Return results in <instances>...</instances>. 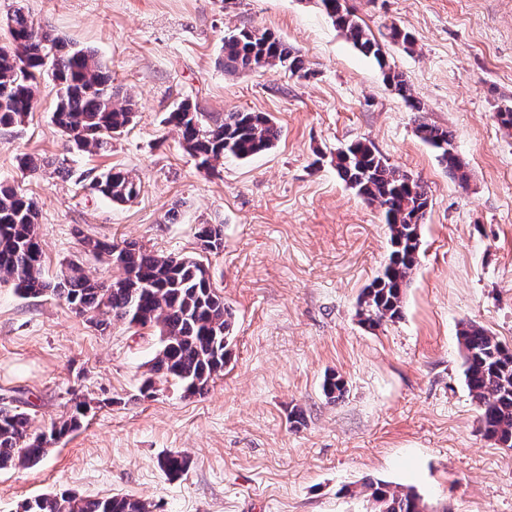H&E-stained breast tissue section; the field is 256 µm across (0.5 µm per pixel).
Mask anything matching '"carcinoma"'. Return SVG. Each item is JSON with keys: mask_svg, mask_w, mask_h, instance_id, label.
I'll return each mask as SVG.
<instances>
[{"mask_svg": "<svg viewBox=\"0 0 512 512\" xmlns=\"http://www.w3.org/2000/svg\"><path fill=\"white\" fill-rule=\"evenodd\" d=\"M348 41L382 70L385 81L412 110L421 104L404 75L387 61L383 45L348 8L347 0H316ZM8 44L0 47V127L24 125L33 111L41 80L52 77L57 86L53 121L78 152L106 151L136 116L137 103L112 84V76L89 51L68 49L61 38L17 8L7 15ZM224 70L252 72L279 66L292 75L306 73L302 55L269 29H236L224 35ZM163 123L174 129L183 149L196 166L207 172L223 165L224 158L247 160L271 148L281 128L262 112L234 111L213 116L187 99L173 103ZM417 136L437 153L448 174L467 180L464 163L450 131L418 116ZM332 163L338 176L354 192L384 215L390 243L388 261L365 288L358 316L374 328L402 315L403 295L419 263L420 225L429 208L428 193L412 174L390 165L366 140H357L336 152ZM90 189L116 203L137 198L140 186L131 172L111 168L94 176ZM35 201L14 187L0 183V283L12 285L25 297L51 295L63 300L101 330L121 323L148 328L158 338L151 372L172 380L188 395L204 394L224 372L233 343L232 313L213 287L206 265L196 257L156 254L136 242L121 245L83 239L85 252L106 258L121 270L112 283L89 278L81 264L70 263L49 280L44 276L42 247L36 230ZM198 239L206 253L223 247V230L205 225ZM464 353L465 382L480 409L484 435L512 448V348L485 328L466 323L459 331ZM344 381L331 374L324 394L343 395ZM85 401L75 403L67 417L46 431L30 429L29 413L19 405L0 404V469L25 467L42 461L49 449L79 428L90 411ZM190 458L170 452L160 468L171 477L183 475ZM372 512H427L417 493L383 482L366 483ZM19 512H152L151 504L128 494L83 497L73 492L47 494L19 505Z\"/></svg>", "mask_w": 512, "mask_h": 512, "instance_id": "carcinoma-1", "label": "carcinoma"}]
</instances>
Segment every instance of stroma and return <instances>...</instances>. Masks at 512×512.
I'll use <instances>...</instances> for the list:
<instances>
[{
	"label": "stroma",
	"mask_w": 512,
	"mask_h": 512,
	"mask_svg": "<svg viewBox=\"0 0 512 512\" xmlns=\"http://www.w3.org/2000/svg\"><path fill=\"white\" fill-rule=\"evenodd\" d=\"M385 43L429 123L452 132L469 179L459 184L415 133L417 117L314 0H0L42 21L68 47L93 51L138 112L107 152L69 150L43 80L25 125L0 129V182L40 209L47 275L82 262V236L135 241L195 256L202 225L224 245L208 255L214 287L233 314L231 355L207 394L140 389L157 339L150 330L95 327L50 297L0 285V398L24 401L33 430L93 402L83 427L46 459L0 470V512L46 493H122L153 512H368L369 481L414 489L430 512H512V448L486 438L465 383L458 330L472 321L512 346V0H347ZM409 31L413 50L388 42ZM267 28L310 70L225 73L222 38ZM215 115L264 112L283 134L269 152L199 170L163 123L173 101ZM373 143L422 179L430 208L421 258L400 319L369 329L365 288L389 252L377 205L331 163L338 147ZM29 153L51 167L20 171ZM118 167L140 180L115 204L90 180ZM346 384L325 397V375ZM182 450L189 470L170 479L162 457Z\"/></svg>",
	"instance_id": "obj_1"
}]
</instances>
